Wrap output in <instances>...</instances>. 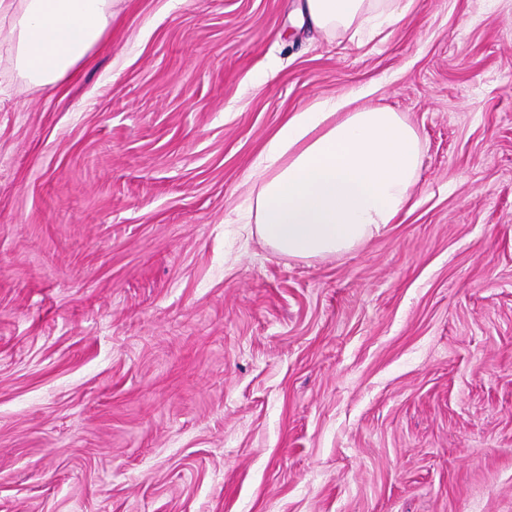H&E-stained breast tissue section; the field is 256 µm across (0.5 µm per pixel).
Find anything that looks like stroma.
Masks as SVG:
<instances>
[{"instance_id": "obj_1", "label": "stroma", "mask_w": 512, "mask_h": 512, "mask_svg": "<svg viewBox=\"0 0 512 512\" xmlns=\"http://www.w3.org/2000/svg\"><path fill=\"white\" fill-rule=\"evenodd\" d=\"M301 3L122 0L52 88L0 20V512H512V0ZM360 89L413 209L275 253L249 167ZM310 26L325 34L370 33L396 24L414 9L415 0H305Z\"/></svg>"}]
</instances>
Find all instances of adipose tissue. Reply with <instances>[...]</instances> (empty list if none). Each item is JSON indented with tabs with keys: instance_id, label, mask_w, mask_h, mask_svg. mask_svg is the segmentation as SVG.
Instances as JSON below:
<instances>
[{
	"instance_id": "ef3b65f1",
	"label": "adipose tissue",
	"mask_w": 512,
	"mask_h": 512,
	"mask_svg": "<svg viewBox=\"0 0 512 512\" xmlns=\"http://www.w3.org/2000/svg\"><path fill=\"white\" fill-rule=\"evenodd\" d=\"M415 0H306L310 26L325 34L378 32L406 18ZM11 16L16 61L29 81L56 85L100 44L117 17L114 0H0ZM358 94L318 100L291 113L248 177L255 230L276 253L308 259L361 245L411 210L423 143L388 108L358 106Z\"/></svg>"
}]
</instances>
